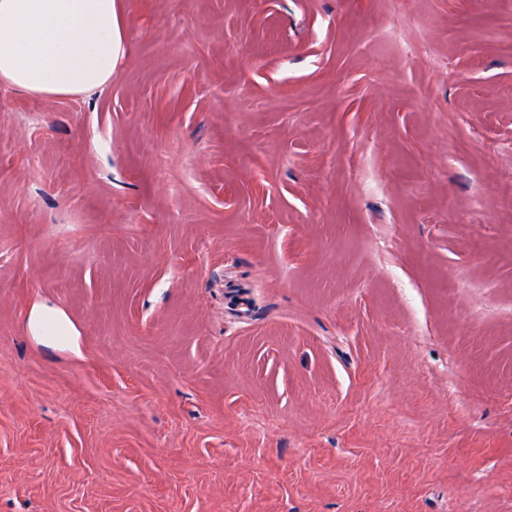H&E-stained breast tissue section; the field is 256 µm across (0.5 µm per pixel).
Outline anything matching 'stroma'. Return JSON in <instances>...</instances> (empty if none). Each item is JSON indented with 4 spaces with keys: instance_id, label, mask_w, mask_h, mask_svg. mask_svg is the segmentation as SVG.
<instances>
[{
    "instance_id": "1",
    "label": "stroma",
    "mask_w": 512,
    "mask_h": 512,
    "mask_svg": "<svg viewBox=\"0 0 512 512\" xmlns=\"http://www.w3.org/2000/svg\"><path fill=\"white\" fill-rule=\"evenodd\" d=\"M117 8L0 90V512H512V0ZM29 327L33 335L47 337L59 346L71 350L73 354H80L75 329L59 310L43 305L34 307L29 317Z\"/></svg>"
}]
</instances>
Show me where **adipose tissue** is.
Here are the masks:
<instances>
[{
	"instance_id": "ef3b65f1",
	"label": "adipose tissue",
	"mask_w": 512,
	"mask_h": 512,
	"mask_svg": "<svg viewBox=\"0 0 512 512\" xmlns=\"http://www.w3.org/2000/svg\"><path fill=\"white\" fill-rule=\"evenodd\" d=\"M116 0H0V88L37 100L87 95L112 81L121 56ZM33 335L78 351L59 310L34 307Z\"/></svg>"
}]
</instances>
